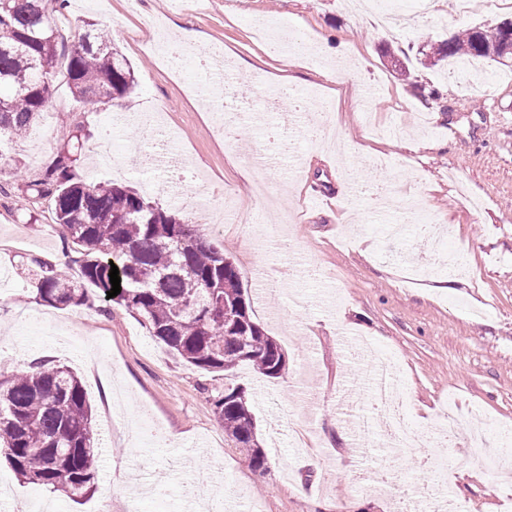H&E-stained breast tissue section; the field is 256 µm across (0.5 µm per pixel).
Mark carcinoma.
Listing matches in <instances>:
<instances>
[{"label":"carcinoma","mask_w":512,"mask_h":512,"mask_svg":"<svg viewBox=\"0 0 512 512\" xmlns=\"http://www.w3.org/2000/svg\"><path fill=\"white\" fill-rule=\"evenodd\" d=\"M45 2L0 0L1 159L38 124L60 59L66 60L64 77L74 100L95 110L135 89L131 63L105 30L87 21L69 43L50 24ZM420 54L438 62L501 58L473 29ZM74 129L71 145L56 153L28 190L54 200L56 223L76 246L79 276L35 260L30 285L39 299L61 310L93 299L116 303L142 317L152 336L197 368L226 372L249 362L266 377H280L284 352L253 320L252 298L233 261L208 243L201 225L186 223L172 208L151 203L128 185L83 178L78 161L93 134L80 123ZM113 264L121 292L109 299ZM226 307L240 308L245 328L231 327ZM214 406L248 465L265 468L246 391L228 386ZM91 422L82 381L66 365L43 363L0 380V448L31 484L70 495L93 488L99 453Z\"/></svg>","instance_id":"obj_1"}]
</instances>
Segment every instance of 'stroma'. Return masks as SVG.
<instances>
[{
	"label": "stroma",
	"instance_id": "obj_1",
	"mask_svg": "<svg viewBox=\"0 0 512 512\" xmlns=\"http://www.w3.org/2000/svg\"><path fill=\"white\" fill-rule=\"evenodd\" d=\"M457 0H403L409 26L387 32L373 14L348 0H69L49 20L64 38L81 21L109 27L134 67L137 90L124 107L86 112L56 77L41 131L18 143L10 158L24 180L38 179L74 121L111 123L112 164L80 173L143 188L157 179L148 168L121 171L126 150L147 152L150 128L132 113H162L182 160L181 218L215 225L210 242L229 254L245 289L254 270L272 286L254 304L253 318L282 347L287 366L268 378L243 362L233 371L202 370L151 336L143 319L113 305L60 311L42 303L18 274L30 256L56 262L73 256L61 236L52 199L12 189L0 197V377L34 360L69 365L93 409L101 446L95 492L68 497L21 480L0 452V480L15 496L8 512H33L50 500L60 512H187L188 491L222 466L235 512H394L396 498L424 502L434 472L452 467V490L468 512H512V472L476 457L456 467L463 445L421 447L391 461L382 437L357 441L350 425L360 407L344 398L363 382L366 366L349 357L351 339L367 340L395 357L407 392L406 411L422 430L443 404L460 415L483 411L489 447L512 448V59L476 60L474 87L458 84V62L437 66L417 49L455 32L512 20V4L464 15ZM163 27L168 39L194 31L200 46L223 47L232 77L211 79L205 96L196 65L179 77L146 44ZM409 57L408 72L393 64ZM376 85L357 99L354 83ZM287 88L306 104L291 124L271 134L249 125L224 135L226 104L261 109L271 90ZM412 141L414 151L399 149ZM204 183L208 209L194 194ZM333 195L310 208V188ZM257 207L259 223L224 221L221 205ZM434 217L450 233L462 271L436 269L429 241L416 228ZM246 389L267 467L247 466L215 414L225 387ZM163 426L170 443L141 442L137 420ZM392 462L385 488L368 486L369 471Z\"/></svg>",
	"mask_w": 512,
	"mask_h": 512
}]
</instances>
